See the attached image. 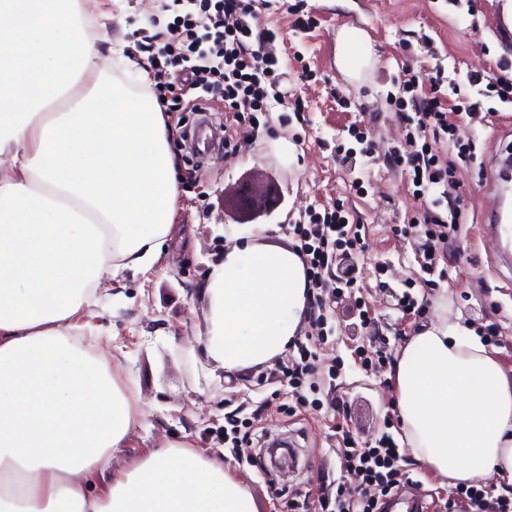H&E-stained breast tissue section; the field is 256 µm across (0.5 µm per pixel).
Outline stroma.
I'll return each mask as SVG.
<instances>
[{
  "label": "stroma",
  "mask_w": 512,
  "mask_h": 512,
  "mask_svg": "<svg viewBox=\"0 0 512 512\" xmlns=\"http://www.w3.org/2000/svg\"><path fill=\"white\" fill-rule=\"evenodd\" d=\"M80 3L97 14L99 32L124 41L127 56L138 64L146 56L137 52V42L174 18L162 11L161 0ZM294 3L312 16L309 29H297L288 11ZM251 24L277 28L288 89L304 100V116L279 108L270 130L236 136L231 147L219 145L201 156L182 134H194L203 118L217 128L235 126V117L216 111L166 113L178 169L176 234L147 272L124 271L105 280L99 304L85 309L79 322L109 346L112 370L129 387L138 414L129 439L112 451L113 467L166 442H181L230 465L260 512H290L299 495L342 480L330 438L333 425L343 424L362 444L386 432L403 437L389 371L362 366L358 349L398 355L408 336L444 306L478 335L495 330L491 346L503 366L512 368V267L489 259L482 235L486 214L506 210L485 184L491 158L512 143L506 132L512 103H499L485 92L500 65L512 64V34L500 20L498 0H269L257 6ZM345 27L363 30L373 47L369 68L357 80L345 78L336 66L343 51L338 34ZM438 67L466 91L460 97L442 86L445 102L461 110L448 115L452 136L432 145L453 169L440 187L443 205L461 208L463 222L443 247L440 273L430 281L415 258L420 238L404 232L420 203L406 171L391 161L416 145L388 99L400 96L404 71ZM471 76L480 77V84L468 85ZM364 128L370 136L361 151L354 135ZM468 142L476 146L477 163L457 157L458 144ZM340 145L351 151L343 162L336 157ZM338 202L366 233L354 258L355 287L331 304L326 323L311 317L305 322L304 336H327L317 349L321 367L339 365L335 378L324 379V404L314 410L288 395L275 366L232 376L205 357L201 341L208 304L200 287L211 265L223 259L231 231L270 228L290 245L289 227L306 210L320 213ZM406 291L418 311L400 309ZM362 302L371 317L367 325L358 315ZM248 399L266 403L252 420L256 434L293 443L295 462L288 470L271 467L265 455L255 467L238 462L225 448L224 416Z\"/></svg>",
  "instance_id": "1"
}]
</instances>
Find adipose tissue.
Listing matches in <instances>:
<instances>
[{
	"mask_svg": "<svg viewBox=\"0 0 512 512\" xmlns=\"http://www.w3.org/2000/svg\"><path fill=\"white\" fill-rule=\"evenodd\" d=\"M72 0H0V512H258L222 460L169 443L124 468L112 451L135 420L79 314L103 279L148 269L168 241L176 165L157 98L96 81L63 112L73 72L121 41L90 34ZM134 67V66H131ZM139 83L150 80L136 66ZM201 287L204 351L226 372L269 365L299 336L307 279L292 247L237 232ZM413 458L473 485L512 484V371L463 318L439 315L394 365Z\"/></svg>",
	"mask_w": 512,
	"mask_h": 512,
	"instance_id": "ef3b65f1",
	"label": "adipose tissue"
}]
</instances>
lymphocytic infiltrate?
Masks as SVG:
<instances>
[{
	"mask_svg": "<svg viewBox=\"0 0 512 512\" xmlns=\"http://www.w3.org/2000/svg\"><path fill=\"white\" fill-rule=\"evenodd\" d=\"M171 9L175 14L172 26L155 33L146 46L155 96L164 111L203 112L211 102L220 100L225 111L245 115L255 129L289 100L287 74L275 52L277 30L257 31L249 22L255 0H173ZM428 81L433 96L422 99L407 118L421 146L409 155L392 158L394 165L406 168L415 179L416 197L426 201L409 227L427 239L420 263L427 273L437 268L439 246L458 233L461 217L457 209L441 211L440 200L433 195L449 171L429 142L447 134L449 124L439 96L441 73H431ZM292 103L295 111H302L301 100ZM289 230L314 291L311 309L325 308L354 287V269L343 266L342 261L362 249L363 237L360 230L350 228L342 207L311 213L307 223L290 225ZM314 358L313 351L299 346L297 357L282 366L281 372L297 402L316 407L320 385ZM340 438L336 453L342 475L357 481L361 493L352 500L344 498L342 490H323L318 499L322 512H380L382 498L401 485L398 463L404 457L403 448L388 433L368 447L358 446L345 432Z\"/></svg>",
	"mask_w": 512,
	"mask_h": 512,
	"instance_id": "lymphocytic-infiltrate-1",
	"label": "lymphocytic infiltrate"
}]
</instances>
